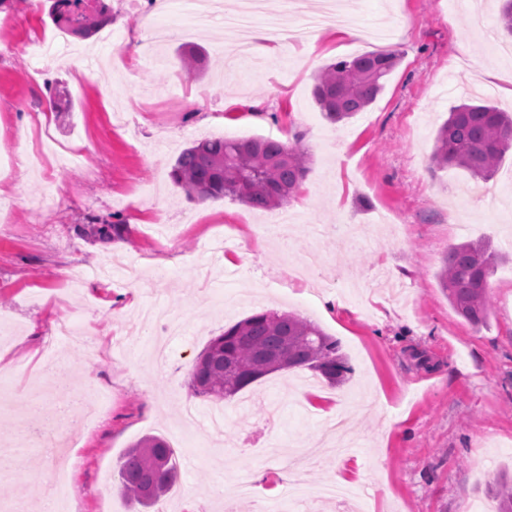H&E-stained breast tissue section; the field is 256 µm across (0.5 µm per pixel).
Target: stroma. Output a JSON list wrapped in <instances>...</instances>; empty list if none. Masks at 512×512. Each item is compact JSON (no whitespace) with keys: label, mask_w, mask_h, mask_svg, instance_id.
<instances>
[{"label":"stroma","mask_w":512,"mask_h":512,"mask_svg":"<svg viewBox=\"0 0 512 512\" xmlns=\"http://www.w3.org/2000/svg\"><path fill=\"white\" fill-rule=\"evenodd\" d=\"M112 21L56 44L50 0H0V386L26 404L50 332L79 317L90 342L57 344L38 414L47 422L75 400L112 396L93 425L74 417L64 435L75 512H224L232 483L249 495L233 512L282 499L288 472L266 446H315L326 421L349 417L354 449H320L308 488L342 479L360 512H496L497 473L512 470V151L489 181L431 162L451 107L490 101L512 112L502 76L512 37L499 0H343L363 29L328 22L309 42L313 0H265L257 33L277 28L278 49L242 54L222 19L198 27L184 0H109ZM51 44L43 57L29 40ZM203 48V76L187 77L180 46ZM403 58L363 112L333 123L314 98L322 68L366 52ZM483 63L496 75L479 79ZM262 110H254V102ZM264 137L301 144L310 170L286 214V238L258 232L270 214L237 200L202 214L170 176L176 157L208 138ZM117 232L101 237L104 224ZM350 225L353 238L337 235ZM484 239L503 255L490 277L493 310L471 326L448 301L439 271L451 246ZM318 249L342 273L312 298L286 261ZM179 313L167 365L130 336L143 307ZM263 310L311 320L338 340L351 371L336 386L296 369L268 375L224 403L195 394L189 373L224 328ZM224 412L184 429L186 408ZM27 421L0 413V441L17 447L0 473V502L40 512L36 493L54 467ZM147 435L164 438L179 478L151 510L117 488L119 463Z\"/></svg>","instance_id":"35a3bbf8"}]
</instances>
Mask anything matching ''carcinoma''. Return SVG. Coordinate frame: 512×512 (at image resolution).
Returning <instances> with one entry per match:
<instances>
[{"label":"carcinoma","mask_w":512,"mask_h":512,"mask_svg":"<svg viewBox=\"0 0 512 512\" xmlns=\"http://www.w3.org/2000/svg\"><path fill=\"white\" fill-rule=\"evenodd\" d=\"M51 14L63 31L88 37L111 18L105 0H53ZM402 54L369 52L330 64L316 77L313 96L320 111L336 123L371 105ZM512 148V116L490 103L454 107L436 131L433 163L457 167L488 181ZM310 158L300 145L253 137L202 140L176 158L171 176L187 195L200 200L230 198L272 210L297 193ZM501 256L487 242L452 247L439 273L456 313L473 326L490 318L489 278ZM308 369L333 384L348 371L339 344L318 325L289 313L261 311L213 337L190 373L195 393L218 401L234 397L259 379L279 371ZM173 451L156 435L127 449L120 466V491L144 507L164 496L176 481ZM498 512H512V478L501 475L494 487Z\"/></svg>","instance_id":"1"}]
</instances>
